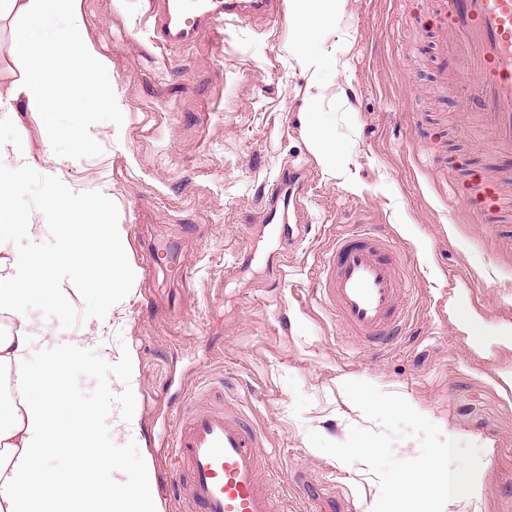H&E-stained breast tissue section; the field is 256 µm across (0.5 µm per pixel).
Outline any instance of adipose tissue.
<instances>
[{"instance_id":"obj_1","label":"adipose tissue","mask_w":512,"mask_h":512,"mask_svg":"<svg viewBox=\"0 0 512 512\" xmlns=\"http://www.w3.org/2000/svg\"><path fill=\"white\" fill-rule=\"evenodd\" d=\"M60 13L68 16L62 31L53 23ZM335 15L336 0H303L296 6V51L302 62L312 60L318 26ZM0 19L8 21L13 52L25 66L11 97L26 111L39 114L50 126L77 101L94 104L102 99L106 63L83 37L81 14L71 0H0ZM78 69L87 75L75 83L68 74ZM11 146V141L0 139V223H11L15 239L25 242L31 270L19 272L14 262L0 259V512H125L130 499L137 502L138 512H162L150 460H143L135 478H127L91 427L102 417L110 418L115 430L137 425L134 356L126 350L119 354L120 371L113 384L123 403L119 413L108 408L74 411L65 396V367L95 336L90 331L59 335L28 307L35 296L67 300L73 289L95 288L100 303L96 321L108 322L119 289L134 277L124 259L121 229L102 223L89 199L65 189L48 203L57 219V250L52 260H45L41 226L16 221L12 201L19 171L2 164ZM46 350L50 362L34 370L32 357ZM37 384L45 386V393L31 395ZM60 454L69 455V472L52 466ZM100 469L110 474L105 485L71 482V473Z\"/></svg>"}]
</instances>
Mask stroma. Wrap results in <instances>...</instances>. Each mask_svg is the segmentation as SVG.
<instances>
[{
    "label": "stroma",
    "mask_w": 512,
    "mask_h": 512,
    "mask_svg": "<svg viewBox=\"0 0 512 512\" xmlns=\"http://www.w3.org/2000/svg\"><path fill=\"white\" fill-rule=\"evenodd\" d=\"M434 0H338L317 31L319 62L294 53L293 5L279 18L204 30L188 46L157 47L149 0H78L84 34L108 64L112 103L80 106L45 126L0 107V136L26 157L14 209L55 233L45 205L55 182L92 196L120 225L136 270L97 343L68 368L76 409L96 406L137 359L135 430L94 431L128 477L150 457L162 512H183L168 450L176 416L197 398L227 394L263 433L273 489L288 512H331L310 493L325 486L349 512H372L380 487L366 465L315 449L309 432L340 443L375 429L343 385L367 381L397 394L442 434L481 449L474 496L453 512H512V191L492 217L457 185L499 162L493 135L461 101L466 76L444 59ZM328 129L334 156L319 151ZM97 132L79 149L69 132ZM65 162L47 174V144ZM305 178L303 239L260 224L264 196L284 168ZM379 230L398 253L411 293L403 340L377 351L355 339L315 296L333 229ZM178 252L186 280L155 269ZM237 267L226 277L229 267ZM30 309L73 336L97 328V290L80 301L32 298Z\"/></svg>",
    "instance_id": "35a3bbf8"
}]
</instances>
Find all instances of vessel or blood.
Instances as JSON below:
<instances>
[{
  "mask_svg": "<svg viewBox=\"0 0 512 512\" xmlns=\"http://www.w3.org/2000/svg\"><path fill=\"white\" fill-rule=\"evenodd\" d=\"M159 45L195 42L202 30L246 15H268L274 0H150ZM435 19L449 51L475 71L459 92L483 105L498 152H512V0H436ZM292 173L272 189L260 221L276 224L288 210ZM473 210L500 208V184L490 175L464 187ZM402 263L387 237L366 231L336 234L319 274L322 296L354 336L391 345L405 322ZM174 468L191 477L184 490L195 512H285L265 480L262 435L234 406L202 403L175 425Z\"/></svg>",
  "mask_w": 512,
  "mask_h": 512,
  "instance_id": "1",
  "label": "vessel or blood"
}]
</instances>
